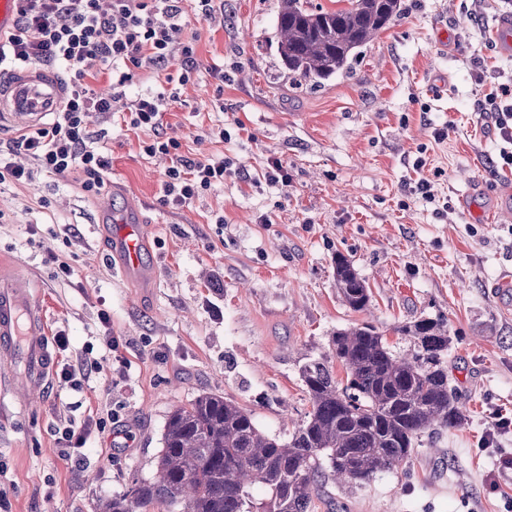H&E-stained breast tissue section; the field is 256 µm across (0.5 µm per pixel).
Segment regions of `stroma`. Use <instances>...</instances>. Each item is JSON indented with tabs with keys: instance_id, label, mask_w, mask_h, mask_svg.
<instances>
[{
	"instance_id": "35a3bbf8",
	"label": "stroma",
	"mask_w": 512,
	"mask_h": 512,
	"mask_svg": "<svg viewBox=\"0 0 512 512\" xmlns=\"http://www.w3.org/2000/svg\"><path fill=\"white\" fill-rule=\"evenodd\" d=\"M405 4L352 75L303 94L284 86L265 46L276 0H217L210 22L184 0L178 39L195 40L196 71L169 83L137 69L126 87L131 97L178 95L159 131L90 120L107 131L106 178L124 192L89 194L73 177L45 174L20 191L0 188V261L38 280L46 327L65 331L68 360L96 364L80 387L54 376L44 392L0 404V512H101L133 482L154 480L169 414L206 392L287 437L310 408L300 369L330 357L337 330L367 321L403 351L394 326L422 318L448 324V378L465 421L422 433L407 465L368 484L327 483L313 512H506L512 477L490 488L495 454L478 444L492 409L512 417V169L478 102L512 84V53L499 48L512 0ZM438 72L448 80L435 94ZM236 119L246 134L211 139ZM439 128L448 131L440 142ZM157 134L192 158L225 155L248 175L167 205L168 161L142 151ZM272 156L287 182L263 178ZM422 179L447 210L416 192ZM42 198L47 208H37ZM104 207L138 208L151 229L144 262L156 264L153 280L121 275L95 230ZM51 252L72 277L58 276ZM339 253L367 281L366 312L338 293ZM104 310L114 352L102 342ZM89 415L101 431L83 461L63 459L56 429Z\"/></svg>"
}]
</instances>
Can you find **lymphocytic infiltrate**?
I'll return each mask as SVG.
<instances>
[{
    "label": "lymphocytic infiltrate",
    "mask_w": 512,
    "mask_h": 512,
    "mask_svg": "<svg viewBox=\"0 0 512 512\" xmlns=\"http://www.w3.org/2000/svg\"><path fill=\"white\" fill-rule=\"evenodd\" d=\"M182 17L180 0H16L15 22L0 34V73L31 66L59 70L66 89L64 105L47 127L19 134L12 146L0 149V184L30 185L37 174L77 175L83 191L94 193L104 184L109 159L101 145L104 132L90 130L89 113L103 122L124 113L134 129L157 130L176 94L147 92L128 98L125 86L133 69L159 76L171 67L188 80L197 61L193 42L175 43L172 34ZM102 66L112 71L107 94L89 88L86 79ZM500 138L503 165L512 167V87L502 84L485 99ZM23 151L32 167L16 165L12 156ZM146 156L166 157L163 172L165 204H189L233 174L228 158H191L174 140L155 138L143 145Z\"/></svg>",
    "instance_id": "lymphocytic-infiltrate-1"
}]
</instances>
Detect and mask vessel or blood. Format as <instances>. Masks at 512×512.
Listing matches in <instances>:
<instances>
[{
  "instance_id": "b4317fda",
  "label": "vessel or blood",
  "mask_w": 512,
  "mask_h": 512,
  "mask_svg": "<svg viewBox=\"0 0 512 512\" xmlns=\"http://www.w3.org/2000/svg\"><path fill=\"white\" fill-rule=\"evenodd\" d=\"M65 91L45 70L26 68L0 78V123L33 128L50 114L59 112ZM100 225H115L112 250L130 277H145L142 262L147 239L136 212L118 215L103 212ZM0 366L11 368L0 385L45 388L50 379L52 356L46 336L44 309L31 279L22 272L0 271Z\"/></svg>"
}]
</instances>
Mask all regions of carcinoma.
<instances>
[{
    "label": "carcinoma",
    "instance_id": "obj_1",
    "mask_svg": "<svg viewBox=\"0 0 512 512\" xmlns=\"http://www.w3.org/2000/svg\"><path fill=\"white\" fill-rule=\"evenodd\" d=\"M348 2L326 10L310 0H279L276 58L292 85L317 89L349 73L361 49L403 14L402 0ZM334 271L345 305L367 311L370 290L352 261L336 254ZM394 331L410 349L393 351L369 322L333 334V360L301 368L311 409L286 440L261 430L253 412L221 394L203 393L175 409L164 426L156 479L134 483L103 512H249L254 485L268 492L260 512H312L320 479L360 486L402 467L421 433L455 428L465 415L444 366L448 325L424 318Z\"/></svg>",
    "mask_w": 512,
    "mask_h": 512
}]
</instances>
